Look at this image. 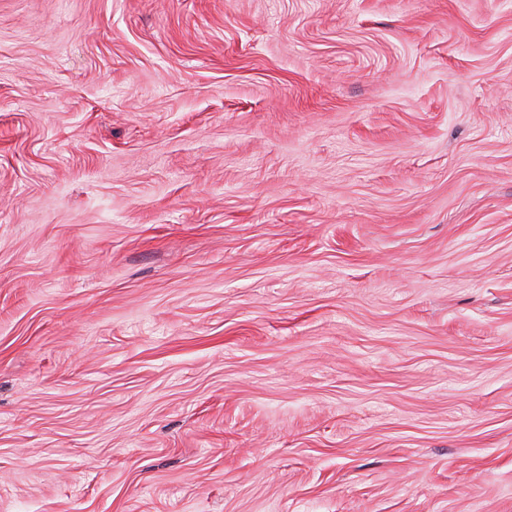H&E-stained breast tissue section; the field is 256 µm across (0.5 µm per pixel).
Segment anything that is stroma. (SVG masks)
<instances>
[{
  "label": "stroma",
  "mask_w": 512,
  "mask_h": 512,
  "mask_svg": "<svg viewBox=\"0 0 512 512\" xmlns=\"http://www.w3.org/2000/svg\"><path fill=\"white\" fill-rule=\"evenodd\" d=\"M0 512H512V0H0Z\"/></svg>",
  "instance_id": "35a3bbf8"
}]
</instances>
